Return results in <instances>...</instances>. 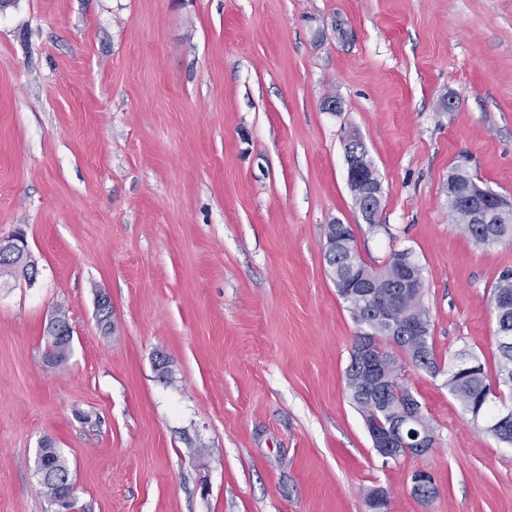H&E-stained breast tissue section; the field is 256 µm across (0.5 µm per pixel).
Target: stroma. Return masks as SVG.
<instances>
[{
	"label": "stroma",
	"instance_id": "stroma-1",
	"mask_svg": "<svg viewBox=\"0 0 512 512\" xmlns=\"http://www.w3.org/2000/svg\"><path fill=\"white\" fill-rule=\"evenodd\" d=\"M351 131L382 184L375 229L347 186ZM457 166L512 199V0H11L0 237L23 230L38 275L0 278V512H54L46 440L72 512H367L374 488L390 512H512V445L446 386L461 349L494 369L490 289L512 269V243L449 223ZM337 219L365 261L409 249L422 268L443 367L405 372L424 455L381 457L347 390ZM60 308L74 343L55 369ZM36 474L39 476L42 493L52 505H59L63 493V482L71 479L70 467L58 448L51 442L45 441L37 449L34 458ZM49 475L43 476V473ZM433 484L436 488L435 480L429 471L416 470L410 476L411 493L422 502H428L430 500Z\"/></svg>",
	"mask_w": 512,
	"mask_h": 512
}]
</instances>
